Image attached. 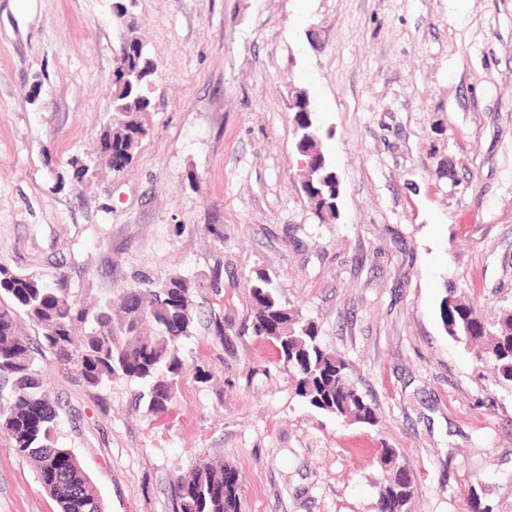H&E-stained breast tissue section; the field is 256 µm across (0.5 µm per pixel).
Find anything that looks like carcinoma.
Returning a JSON list of instances; mask_svg holds the SVG:
<instances>
[{
	"label": "carcinoma",
	"mask_w": 512,
	"mask_h": 512,
	"mask_svg": "<svg viewBox=\"0 0 512 512\" xmlns=\"http://www.w3.org/2000/svg\"><path fill=\"white\" fill-rule=\"evenodd\" d=\"M134 35L122 42L126 69L114 75L112 124L101 145L112 157V170L123 171L147 134L145 93L156 71ZM295 146L314 164L307 194L322 222L339 219L336 172L319 148L321 132L305 92L294 96ZM200 284L180 274L144 279L119 301L87 307L52 288L41 277L0 266V431L36 468L41 484L60 512H100L90 481L68 448L58 443V413L35 362L36 350L20 333L24 321L34 328L40 347L86 385L97 387L121 376L144 388L148 410H167L182 373L181 342L194 330L193 295ZM251 328L272 343L279 362L295 381L296 395L309 406L346 421L373 425L375 409L346 374L344 361L323 347L319 328L304 321L280 299L272 280L258 274L250 286ZM440 315L449 336L479 348L478 358L493 369L495 384L512 391V307L487 322L477 306L447 289ZM386 476L377 512H408L413 496L409 471L394 448L382 451ZM240 475L228 465L200 461L177 481L175 512H241Z\"/></svg>",
	"instance_id": "cac0c4a2"
}]
</instances>
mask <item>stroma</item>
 <instances>
[{
  "instance_id": "obj_1",
  "label": "stroma",
  "mask_w": 512,
  "mask_h": 512,
  "mask_svg": "<svg viewBox=\"0 0 512 512\" xmlns=\"http://www.w3.org/2000/svg\"><path fill=\"white\" fill-rule=\"evenodd\" d=\"M130 30L157 71L115 172L96 157ZM302 90L340 181L333 223L303 190ZM0 265L85 304L142 275L199 284L165 413L37 356L104 512H174L202 459L239 472L242 512H377L386 448L409 512H471L474 491L512 512V395L440 318L449 285L489 319L512 305V0H0ZM259 272L376 424L297 396L250 327ZM0 512H59L1 432Z\"/></svg>"
}]
</instances>
